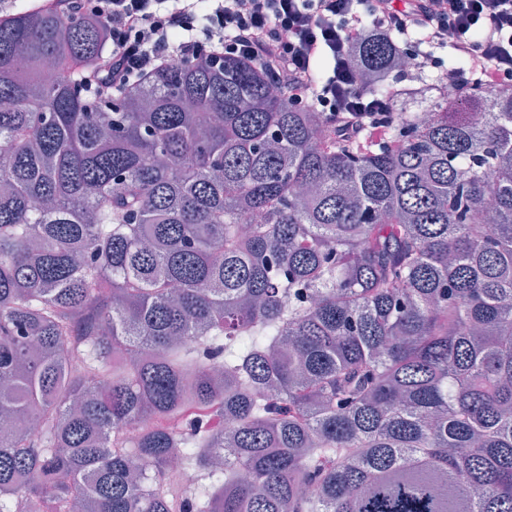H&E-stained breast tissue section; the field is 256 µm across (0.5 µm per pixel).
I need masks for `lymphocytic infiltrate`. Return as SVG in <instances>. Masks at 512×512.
Listing matches in <instances>:
<instances>
[{"label":"lymphocytic infiltrate","mask_w":512,"mask_h":512,"mask_svg":"<svg viewBox=\"0 0 512 512\" xmlns=\"http://www.w3.org/2000/svg\"><path fill=\"white\" fill-rule=\"evenodd\" d=\"M103 26L106 48L83 70L103 98L147 84L173 62L223 69L243 60L273 74L296 108L311 107L338 127L385 138L389 101L373 98L351 56L368 29L400 39L423 33L411 53L442 69V50L469 62L453 86L512 85V0H28Z\"/></svg>","instance_id":"obj_1"}]
</instances>
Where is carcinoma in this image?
Here are the masks:
<instances>
[{
  "label": "carcinoma",
  "mask_w": 512,
  "mask_h": 512,
  "mask_svg": "<svg viewBox=\"0 0 512 512\" xmlns=\"http://www.w3.org/2000/svg\"><path fill=\"white\" fill-rule=\"evenodd\" d=\"M103 49L0 23V512H512V90L390 148L245 61L93 100ZM402 53L352 57L394 107Z\"/></svg>",
  "instance_id": "obj_1"
}]
</instances>
